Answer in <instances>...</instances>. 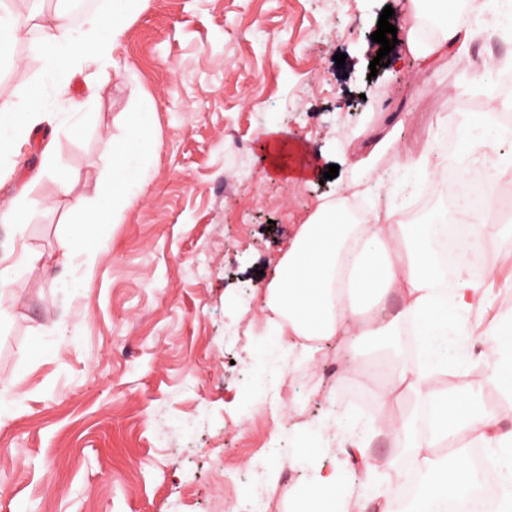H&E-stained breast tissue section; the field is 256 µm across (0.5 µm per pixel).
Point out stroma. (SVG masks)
Wrapping results in <instances>:
<instances>
[{
	"instance_id": "stroma-1",
	"label": "stroma",
	"mask_w": 512,
	"mask_h": 512,
	"mask_svg": "<svg viewBox=\"0 0 512 512\" xmlns=\"http://www.w3.org/2000/svg\"><path fill=\"white\" fill-rule=\"evenodd\" d=\"M388 6L405 38L420 22L410 0H140L110 57L78 58L49 93L0 179V211L27 201L22 223H0V257L32 256L0 293V512H224L304 434L264 407L285 374L311 419L373 385L364 370L334 383L345 358L331 344L314 369L281 355L263 390L253 375L264 274L294 225L340 185L395 182V154L374 143L436 131L458 110L449 93L467 62L492 51L478 40L440 57L427 88L408 78L409 58L371 72ZM9 54L0 101L33 89L40 67L29 43ZM144 107L156 150L141 197L108 225L94 266L63 262L60 238L97 195L126 113ZM274 126L314 158L308 181L269 174ZM49 146L68 190L41 173Z\"/></svg>"
}]
</instances>
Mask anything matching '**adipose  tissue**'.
<instances>
[{"mask_svg": "<svg viewBox=\"0 0 512 512\" xmlns=\"http://www.w3.org/2000/svg\"><path fill=\"white\" fill-rule=\"evenodd\" d=\"M137 2L108 0L77 28L63 11L41 24L33 47L41 63L40 94L0 101V176L11 148L44 110L45 92L61 87L79 57H107L122 34L123 17ZM411 2L438 23L431 38H424L417 26L406 34L402 52L413 58L418 72L427 71L439 53L465 49L476 36L473 18L449 10L448 0ZM486 101V111L457 128L448 168V193L461 201L463 218L437 210L423 223L401 224L390 200L377 198L363 220L352 222L345 198L319 204L299 225L264 285L269 314L260 376L276 369L282 351L300 352L314 364L329 343L348 355L353 368L375 362L400 341L409 353L382 385L367 422L352 412L309 422L306 443L285 464L304 459L314 465L328 433L337 447L355 449L368 462L371 436L385 431L400 450L398 464L405 475L414 476V483L386 492L377 467L368 462L364 491L353 499L346 493L343 466L325 471L314 465L298 496L315 512H366L371 501L381 502V512H394L400 499L406 502L404 512H466L488 489L495 493L493 512H512V429L500 426L482 396L491 387L512 406V317L483 322L500 272L512 268V235L501 237L494 264L481 259L485 233L476 219L495 205L491 183L512 170V156L497 151L506 136L497 116L501 102L492 93ZM148 123L147 112L129 113L123 139L112 147V178L82 211L79 230L61 240L62 255L78 252L95 260L101 250L99 229L119 223L139 197L148 178L146 158L156 148ZM265 136L272 173L307 176V156L286 162L287 131L271 128ZM483 163L489 170L482 184L471 173ZM391 295L398 296L399 308L389 315L377 313ZM477 333L486 347L478 355L471 344ZM458 375L467 377V392L445 388V380ZM402 396L411 398L413 407L392 420L386 403ZM441 448L446 451L442 457L437 454Z\"/></svg>", "mask_w": 512, "mask_h": 512, "instance_id": "obj_1", "label": "adipose tissue"}]
</instances>
